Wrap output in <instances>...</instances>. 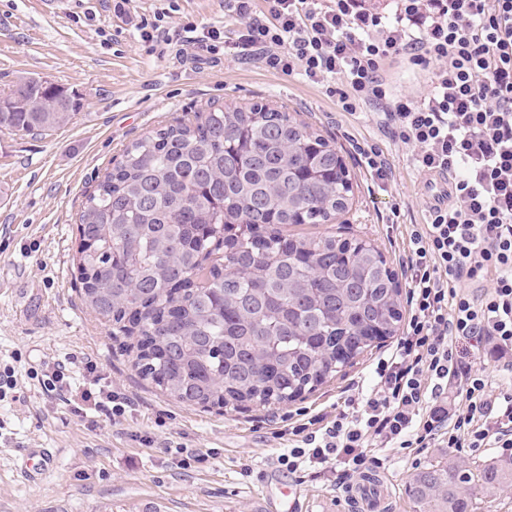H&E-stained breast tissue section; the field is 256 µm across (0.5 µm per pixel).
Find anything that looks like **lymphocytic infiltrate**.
<instances>
[{
	"mask_svg": "<svg viewBox=\"0 0 512 512\" xmlns=\"http://www.w3.org/2000/svg\"><path fill=\"white\" fill-rule=\"evenodd\" d=\"M112 0L149 53L182 52L258 64L327 84L339 111L368 118L410 151L414 169L445 191L410 225L402 274L405 330L373 369L360 397L333 415L307 412L289 423L277 455L288 473L333 475L337 487L381 468L378 448H496L512 456V388L493 390L480 342L512 371V0H224L225 24L183 28L169 19L178 0L153 15ZM427 75L418 96L399 91L393 72ZM44 364L48 396L79 395L75 412L124 419L130 400L104 383L98 364Z\"/></svg>",
	"mask_w": 512,
	"mask_h": 512,
	"instance_id": "obj_1",
	"label": "lymphocytic infiltrate"
}]
</instances>
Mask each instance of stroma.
I'll use <instances>...</instances> for the list:
<instances>
[{"mask_svg":"<svg viewBox=\"0 0 512 512\" xmlns=\"http://www.w3.org/2000/svg\"><path fill=\"white\" fill-rule=\"evenodd\" d=\"M170 26L224 22V0H179ZM112 41H104V34ZM68 87L81 99L73 120L42 136L0 132V364L15 365L16 400L0 401V512H255L263 474L284 476L276 456L282 418L331 410L347 389L369 386L376 359L397 343L371 347L342 372L296 400L224 408L186 406L143 380L123 337L89 312L78 293L77 222L87 194L123 150L150 131L209 107L260 103L333 137L352 175L353 205L341 222L302 232H341L372 241L398 269L406 229L424 223L430 195L408 151L374 122L340 113L321 86L234 59L202 64L176 53L149 55L107 0H0V96L26 78ZM388 154L393 182L380 190L353 158L351 140ZM99 362L114 391L132 401L126 420L96 428L70 403L43 394L29 367L68 356ZM150 432L154 442L133 441ZM210 453L185 468L171 448ZM53 450L57 466L40 484L17 466L25 449ZM379 473L394 512H423L409 492L411 475L453 455L479 469L495 449L429 448L414 454L381 448ZM325 478L301 484L305 512H357Z\"/></svg>","mask_w":512,"mask_h":512,"instance_id":"stroma-1","label":"stroma"}]
</instances>
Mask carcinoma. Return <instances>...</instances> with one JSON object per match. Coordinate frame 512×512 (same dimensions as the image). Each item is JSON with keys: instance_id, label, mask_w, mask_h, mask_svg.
Instances as JSON below:
<instances>
[{"instance_id": "1", "label": "carcinoma", "mask_w": 512, "mask_h": 512, "mask_svg": "<svg viewBox=\"0 0 512 512\" xmlns=\"http://www.w3.org/2000/svg\"><path fill=\"white\" fill-rule=\"evenodd\" d=\"M80 108L28 78L0 97V131L45 135ZM351 177L287 112L213 108L129 145L78 217L83 302L134 339L144 379L184 403L267 405L309 392L397 330L399 288L372 242L286 235L346 212ZM512 487V456L415 473L426 512H475L471 488Z\"/></svg>"}]
</instances>
